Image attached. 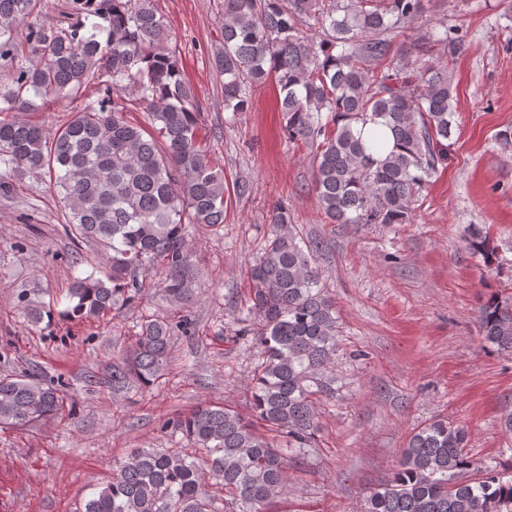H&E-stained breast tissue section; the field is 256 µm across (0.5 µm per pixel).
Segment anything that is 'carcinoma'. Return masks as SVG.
<instances>
[{
    "label": "carcinoma",
    "mask_w": 512,
    "mask_h": 512,
    "mask_svg": "<svg viewBox=\"0 0 512 512\" xmlns=\"http://www.w3.org/2000/svg\"><path fill=\"white\" fill-rule=\"evenodd\" d=\"M43 0H0V112H28L35 100L77 103L52 133L16 117L0 119V190L18 172L49 178L72 239L108 247L99 273L76 278L69 305L34 307L36 323L97 319L142 299L151 284L184 309L196 276L184 228L224 223L230 196L224 171L199 139L192 86L169 47L154 0H65L68 22L39 20ZM424 0H220L223 36L212 60L224 77V111L247 112L248 88L273 80L288 139L313 149L311 190L330 224H408L415 202L453 133L448 28L392 54L391 33L419 19ZM95 85V100L83 92ZM143 112L144 122L128 113ZM260 256L247 268V318L235 341L255 340L262 361L252 382L253 418L202 403L165 423L205 457L181 448H139L112 466L83 512H271L288 494L287 462L316 452L319 408L336 397V306L315 265L316 241H303L278 208ZM466 242L490 265L496 250L471 224ZM485 346L512 351V312L497 293L477 317ZM184 315L146 318L120 361L112 387L146 389L167 371L174 338L192 335ZM60 390L38 374L0 375V424L26 426L59 415ZM464 427L444 418L416 429L393 475L364 512H512V474L465 451ZM476 471L480 477L464 479Z\"/></svg>",
    "instance_id": "1"
}]
</instances>
